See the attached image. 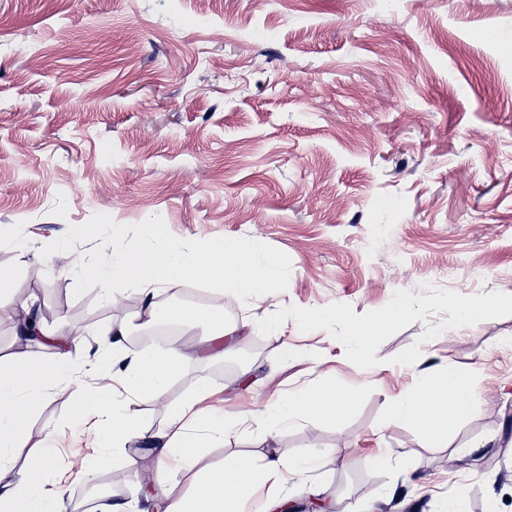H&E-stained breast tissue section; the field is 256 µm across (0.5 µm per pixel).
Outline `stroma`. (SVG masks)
I'll use <instances>...</instances> for the list:
<instances>
[{
	"label": "stroma",
	"mask_w": 512,
	"mask_h": 512,
	"mask_svg": "<svg viewBox=\"0 0 512 512\" xmlns=\"http://www.w3.org/2000/svg\"><path fill=\"white\" fill-rule=\"evenodd\" d=\"M509 43L512 0H222L216 13L207 0H0V270L18 274L0 300V360L51 357L15 334L34 302L45 328L81 329L67 369L91 385L100 331L146 329L142 306L112 309L73 266L111 260L112 225L131 248L148 223L187 244L244 239L277 259L274 294L234 300L223 355L193 359L205 328L182 329L185 375L160 402H125L144 429L203 380L207 407L240 425L202 463L321 458L289 472L295 506L317 486L328 512H378L395 491L407 512H439L462 489L461 512H512V477L500 479L512 474ZM468 296L504 305L456 323ZM399 302L361 369L342 323L298 324L316 308L355 319ZM448 367L469 377L472 411L437 448L390 408ZM332 378L358 393L341 423L246 425L256 402ZM75 401L58 383L27 439L54 440L45 487L62 512H106L113 496L157 512L189 488L197 467L156 469L138 437L124 447L136 467L106 487Z\"/></svg>",
	"instance_id": "stroma-1"
}]
</instances>
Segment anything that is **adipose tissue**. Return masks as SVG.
<instances>
[{"label":"adipose tissue","mask_w":512,"mask_h":512,"mask_svg":"<svg viewBox=\"0 0 512 512\" xmlns=\"http://www.w3.org/2000/svg\"><path fill=\"white\" fill-rule=\"evenodd\" d=\"M144 244L136 249L120 246L121 225H113L112 239L117 247L104 265H83L82 276L96 280L106 299H114V285L132 284L145 298L149 320L165 319L189 327L208 320L210 337L223 339L224 308L213 306L201 312L195 305L157 302L162 288H175L187 282L210 287L221 299L250 296L265 297L273 288V260H259L249 243L237 240L199 239L191 245L166 237L159 225L143 228ZM403 313L396 307L358 320H347L340 307L331 306L304 313L307 325L343 320L344 340L355 364H363L372 339ZM40 312H26L19 336L39 339L54 350V357L33 360L24 356L0 362V512H59L56 498L45 489L44 477L55 463L57 450L46 443L33 449L23 472H15L17 452L27 440L32 419L60 379H68L77 391L75 421L94 433L99 442V464L116 467L127 464L122 447L130 435L142 432L140 420L128 414L115 400V387L141 401L163 398L172 379L182 375L183 367L176 347L160 351L146 348L127 354L129 331L125 325L112 326L104 333L103 343L117 369L112 373L113 388L92 389L82 375L65 371L70 340L65 334L45 329ZM469 382L460 373L448 369L423 379L404 398L392 406L395 419L420 432L432 445L448 444L450 428L467 418L472 405ZM210 394L207 384H196L192 395L170 406L166 424L145 436L155 455L157 466L197 461L203 448L219 441L233 428L231 420L200 409ZM356 395L327 379L299 391L264 402L253 415L259 432L271 433L298 420L315 424L340 423L351 411ZM279 460L257 464L251 457L238 456L221 465L206 467L195 476L189 493L169 499L165 512H245L246 503L257 488L278 474Z\"/></svg>","instance_id":"obj_1"}]
</instances>
